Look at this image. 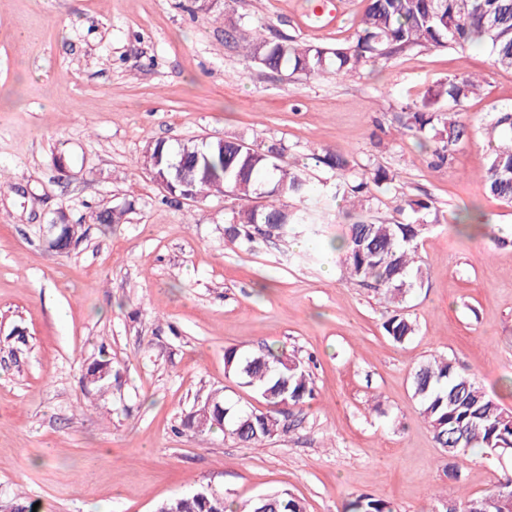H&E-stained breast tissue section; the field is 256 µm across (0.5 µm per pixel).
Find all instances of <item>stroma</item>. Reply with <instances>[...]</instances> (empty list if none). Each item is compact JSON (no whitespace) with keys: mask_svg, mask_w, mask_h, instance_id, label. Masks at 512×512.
I'll use <instances>...</instances> for the list:
<instances>
[{"mask_svg":"<svg viewBox=\"0 0 512 512\" xmlns=\"http://www.w3.org/2000/svg\"><path fill=\"white\" fill-rule=\"evenodd\" d=\"M318 2L232 0L215 22L193 0H0V503L155 512L209 488L237 508L286 490L306 512H342L362 493L394 512H439L512 471L508 454L448 458L410 388L414 368L441 355L512 408V244L500 243L512 205L482 178L485 124L512 107V70L478 48H431L309 79L271 72L225 40L243 29L352 42L366 0H341L322 31ZM464 72L483 87L460 112L466 137L437 166L396 115ZM222 138L276 147L317 197L336 185L319 156L391 170L395 181L369 204L380 220H398L406 196L433 203L440 220L419 240L427 278L408 300L410 340L393 343L383 303L343 280L328 248L345 231L341 209H329L323 236L249 248L224 238L236 200L167 204L135 165L160 140ZM61 152L65 180L52 164ZM128 201L125 223L92 222V211ZM471 205L493 235L456 233ZM61 214L83 231L64 254L45 243ZM267 345L312 378L313 399L281 412L289 431L257 448L220 430L192 436L185 419L213 390L266 410L226 375L224 350ZM103 355L120 378L100 391L83 376Z\"/></svg>","mask_w":512,"mask_h":512,"instance_id":"35a3bbf8","label":"stroma"}]
</instances>
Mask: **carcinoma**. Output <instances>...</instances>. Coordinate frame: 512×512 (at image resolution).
<instances>
[{
    "instance_id": "obj_1",
    "label": "carcinoma",
    "mask_w": 512,
    "mask_h": 512,
    "mask_svg": "<svg viewBox=\"0 0 512 512\" xmlns=\"http://www.w3.org/2000/svg\"><path fill=\"white\" fill-rule=\"evenodd\" d=\"M231 40L245 57L277 72L306 77L331 73L343 77L368 64L388 59L407 49L482 46L492 65L512 70V0H368L355 39L349 44L324 48L299 44L284 36L271 39L233 31ZM479 79L471 74L456 75L429 91L422 105L405 106L396 120L403 133L424 146L435 140L436 161L446 163L466 127L456 119V107L476 94ZM445 100L453 111L448 120L433 105ZM491 149L483 178L488 193L512 203V107L494 113L487 125ZM155 173L169 174L174 165L189 174L187 184L171 180L168 197L173 202L188 193L192 201L210 193L230 194L239 200L263 195L258 207L242 206L232 211L224 236L252 245L259 240L284 238L301 227L312 234L322 232L327 205L310 196L302 174L285 165L273 150H258L242 141L187 142L171 147L158 141L146 148ZM320 162L336 170L339 183L334 196H342L354 212L335 247L344 279L372 290L385 303L382 328L395 343L402 344L416 332L407 312L408 297L422 287L424 271L417 260V239L427 229L432 203L405 197L399 212L411 220L382 222L362 213L372 192L382 193L396 174L377 168L358 170L340 155L327 154ZM130 206L98 210L94 220L110 226L121 224ZM81 225L62 222L52 226L49 244L57 252L70 249L72 238H81ZM225 374L239 384L256 390L270 409L262 412L226 403L219 394L208 408V427L199 429L190 418L186 428L205 436L218 428L227 430L238 443L256 448L268 438L287 430L277 417L279 406L305 404L313 397L310 375L304 363L269 347L243 355L235 348L224 352ZM112 377V362L101 359L88 367L86 383L103 389ZM410 386L438 447L449 456L462 459L473 448L486 452L512 448V410L491 397L474 377L460 371L452 360L434 356L412 372ZM171 512H226L224 497L209 490L166 501ZM243 512H304L302 501L288 491L256 498ZM343 512H392L389 506L366 494L347 500ZM445 512H512V474L504 476L489 494L461 496L448 503Z\"/></svg>"
}]
</instances>
